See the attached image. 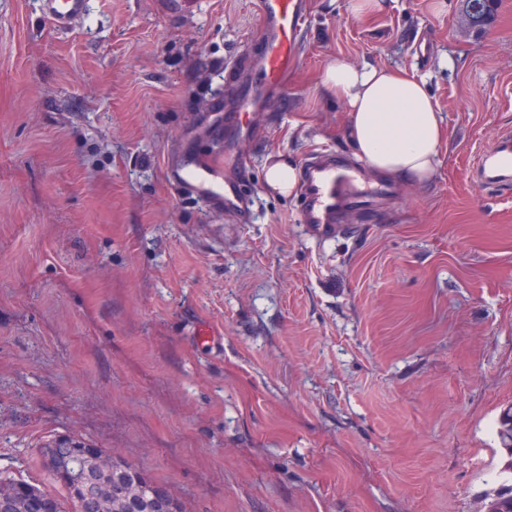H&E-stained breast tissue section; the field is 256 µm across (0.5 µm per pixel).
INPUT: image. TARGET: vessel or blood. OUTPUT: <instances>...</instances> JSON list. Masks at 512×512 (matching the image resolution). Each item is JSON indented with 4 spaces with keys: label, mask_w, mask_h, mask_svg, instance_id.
<instances>
[{
    "label": "vessel or blood",
    "mask_w": 512,
    "mask_h": 512,
    "mask_svg": "<svg viewBox=\"0 0 512 512\" xmlns=\"http://www.w3.org/2000/svg\"><path fill=\"white\" fill-rule=\"evenodd\" d=\"M43 4L47 17L59 27L76 20L86 9V0H43ZM304 10L303 0H260L266 49L255 59L254 68L264 72L267 82L242 98L237 108L225 112L227 138L240 136V112L267 102L294 69L297 63L295 32ZM490 154L494 162L484 169L485 178L495 179L512 169L511 131L501 136L491 147ZM241 167L235 150L230 148L224 153L223 163L207 160L193 163L174 172L170 184L174 189L188 190L210 207L241 215L247 210L245 183L235 175ZM298 193L303 223L328 231L351 208L370 198L393 196L395 189L385 182L366 179L341 155L323 151L302 168Z\"/></svg>",
    "instance_id": "b4317fda"
}]
</instances>
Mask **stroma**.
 Listing matches in <instances>:
<instances>
[{"mask_svg":"<svg viewBox=\"0 0 512 512\" xmlns=\"http://www.w3.org/2000/svg\"><path fill=\"white\" fill-rule=\"evenodd\" d=\"M306 2L296 68L241 115L242 219L169 177L223 138L258 0H88L66 30L0 0V474L51 487L38 449L74 437L184 512H486L512 485V190L476 172L512 129V0L481 36L462 0ZM337 60L425 77L446 136L325 237L265 167L353 156Z\"/></svg>","mask_w":512,"mask_h":512,"instance_id":"obj_1","label":"stroma"}]
</instances>
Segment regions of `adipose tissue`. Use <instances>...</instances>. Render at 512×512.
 <instances>
[{"label":"adipose tissue","mask_w":512,"mask_h":512,"mask_svg":"<svg viewBox=\"0 0 512 512\" xmlns=\"http://www.w3.org/2000/svg\"><path fill=\"white\" fill-rule=\"evenodd\" d=\"M321 84L344 104L348 138L373 174L416 182L434 174L445 126L424 79L339 60L325 68Z\"/></svg>","instance_id":"adipose-tissue-1"}]
</instances>
